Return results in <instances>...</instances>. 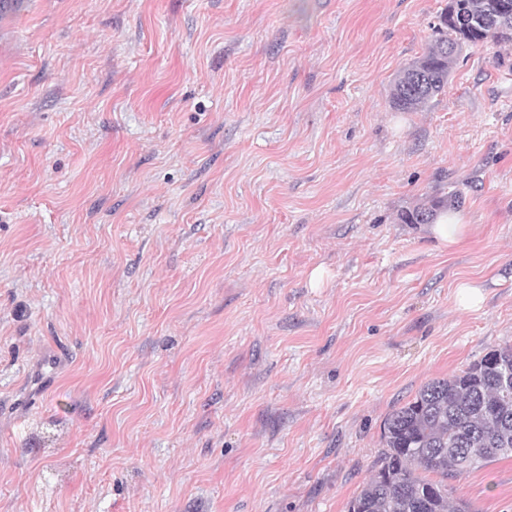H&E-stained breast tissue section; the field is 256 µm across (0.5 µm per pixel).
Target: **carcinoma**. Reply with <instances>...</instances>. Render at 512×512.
Wrapping results in <instances>:
<instances>
[{"instance_id": "carcinoma-1", "label": "carcinoma", "mask_w": 512, "mask_h": 512, "mask_svg": "<svg viewBox=\"0 0 512 512\" xmlns=\"http://www.w3.org/2000/svg\"><path fill=\"white\" fill-rule=\"evenodd\" d=\"M489 41L512 42V0H448L433 42L396 76L393 108L422 109L447 86L463 49ZM455 199L428 198L402 219L431 224ZM382 438L380 466L348 512H471L467 501L450 495L447 480L512 455V346L424 385L388 415Z\"/></svg>"}]
</instances>
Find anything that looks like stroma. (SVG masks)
I'll return each mask as SVG.
<instances>
[{"instance_id": "35a3bbf8", "label": "stroma", "mask_w": 512, "mask_h": 512, "mask_svg": "<svg viewBox=\"0 0 512 512\" xmlns=\"http://www.w3.org/2000/svg\"><path fill=\"white\" fill-rule=\"evenodd\" d=\"M447 4L0 12V512H348L387 416L512 346V44L391 105ZM451 192L458 243L400 222ZM448 486L512 512V458Z\"/></svg>"}]
</instances>
